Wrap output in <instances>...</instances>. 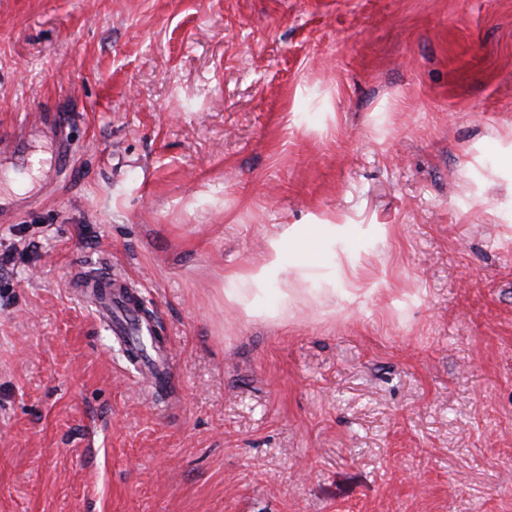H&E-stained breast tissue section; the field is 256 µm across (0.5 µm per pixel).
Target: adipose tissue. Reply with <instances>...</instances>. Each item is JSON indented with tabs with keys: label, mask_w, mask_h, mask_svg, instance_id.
Wrapping results in <instances>:
<instances>
[{
	"label": "adipose tissue",
	"mask_w": 512,
	"mask_h": 512,
	"mask_svg": "<svg viewBox=\"0 0 512 512\" xmlns=\"http://www.w3.org/2000/svg\"><path fill=\"white\" fill-rule=\"evenodd\" d=\"M339 224H311L306 234L288 228L268 241L265 262L253 271L224 277V300L247 317L284 320L295 298L284 281L294 276L327 286L336 284V241L344 237Z\"/></svg>",
	"instance_id": "adipose-tissue-1"
}]
</instances>
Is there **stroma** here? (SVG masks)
<instances>
[{"label":"stroma","mask_w":512,"mask_h":512,"mask_svg":"<svg viewBox=\"0 0 512 512\" xmlns=\"http://www.w3.org/2000/svg\"><path fill=\"white\" fill-rule=\"evenodd\" d=\"M0 512H512V0H0ZM350 303L225 304L282 225ZM138 283L148 393L71 286ZM40 123L57 136L56 165L60 174L66 172L72 158L71 143L64 135L66 122L63 116L57 113L43 114Z\"/></svg>","instance_id":"obj_1"}]
</instances>
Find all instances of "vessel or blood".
Masks as SVG:
<instances>
[{
	"instance_id": "vessel-or-blood-1",
	"label": "vessel or blood",
	"mask_w": 512,
	"mask_h": 512,
	"mask_svg": "<svg viewBox=\"0 0 512 512\" xmlns=\"http://www.w3.org/2000/svg\"><path fill=\"white\" fill-rule=\"evenodd\" d=\"M41 123L56 134V165L59 172H66L72 152L64 134V117L57 113L45 114L41 117ZM72 286L86 303L94 307L96 316L103 320L113 336L136 339L138 349L143 352L140 372L147 378L150 390L155 393L165 390L169 379L170 355L161 350L153 354L147 351L155 318L142 304L135 284L103 270L77 278Z\"/></svg>"
}]
</instances>
